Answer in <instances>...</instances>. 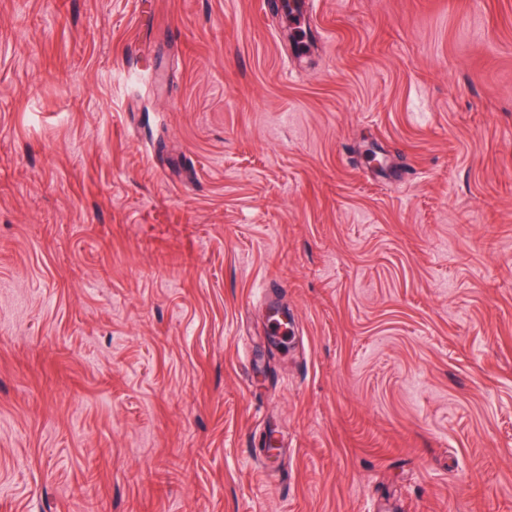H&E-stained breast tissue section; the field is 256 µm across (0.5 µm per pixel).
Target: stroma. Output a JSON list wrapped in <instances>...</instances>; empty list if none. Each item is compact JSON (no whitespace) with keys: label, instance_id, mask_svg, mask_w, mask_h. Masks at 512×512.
<instances>
[{"label":"stroma","instance_id":"1","mask_svg":"<svg viewBox=\"0 0 512 512\" xmlns=\"http://www.w3.org/2000/svg\"><path fill=\"white\" fill-rule=\"evenodd\" d=\"M290 33L0 0V512H512V0Z\"/></svg>","mask_w":512,"mask_h":512}]
</instances>
